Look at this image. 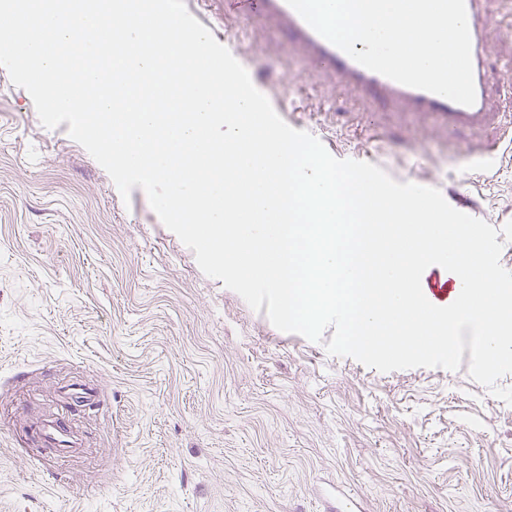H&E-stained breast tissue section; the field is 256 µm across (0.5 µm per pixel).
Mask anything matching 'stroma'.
<instances>
[{
    "label": "stroma",
    "mask_w": 512,
    "mask_h": 512,
    "mask_svg": "<svg viewBox=\"0 0 512 512\" xmlns=\"http://www.w3.org/2000/svg\"><path fill=\"white\" fill-rule=\"evenodd\" d=\"M240 60L332 156L512 221V147L490 166L468 154L496 130L363 99L284 32L251 30ZM483 66L490 109L512 116V35ZM68 128H45L0 66V512H330L336 485L367 512H512V405L464 366L381 373L329 355L331 333L279 331ZM72 383L93 405L62 394ZM56 418L81 454L30 436Z\"/></svg>",
    "instance_id": "1"
}]
</instances>
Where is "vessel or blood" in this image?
<instances>
[{"label": "vessel or blood", "instance_id": "1", "mask_svg": "<svg viewBox=\"0 0 512 512\" xmlns=\"http://www.w3.org/2000/svg\"><path fill=\"white\" fill-rule=\"evenodd\" d=\"M482 0H465L476 101L464 106L444 96L399 84L354 61L344 51L313 30L286 0H224L225 15L234 17L240 26L257 23L290 36L297 52L310 58L323 74L341 81L349 90L362 96L378 97L412 112L434 115L449 130L480 131L490 126L506 129L505 115L488 108L497 88L481 67V53L492 33L501 32L499 21L481 15ZM39 432L44 443L60 456H73L81 444L71 427L54 420L43 424Z\"/></svg>", "mask_w": 512, "mask_h": 512}]
</instances>
